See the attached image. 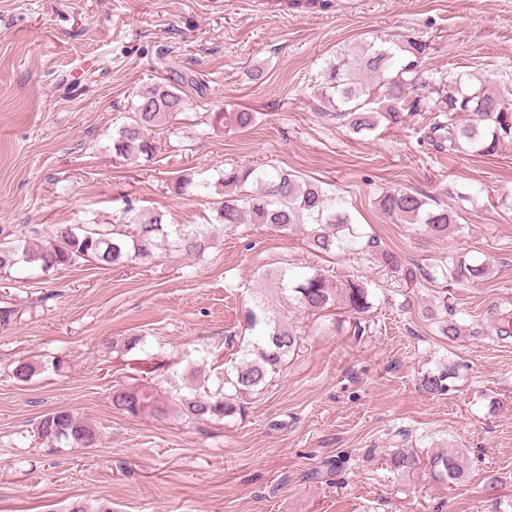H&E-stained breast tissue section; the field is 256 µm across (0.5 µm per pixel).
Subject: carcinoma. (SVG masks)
Instances as JSON below:
<instances>
[{
    "mask_svg": "<svg viewBox=\"0 0 512 512\" xmlns=\"http://www.w3.org/2000/svg\"><path fill=\"white\" fill-rule=\"evenodd\" d=\"M427 45L408 37L400 42L382 41L368 46L361 54L338 53L325 69L319 96L333 108L328 113L336 123L356 134L371 132L381 123L398 126L417 112H435L430 139L440 150L450 153L464 150L489 155L506 142H512V102L502 93L474 87L472 78L460 73L433 72L425 67ZM187 99L171 83H154L138 93L137 104L128 120L112 139L114 153L126 160L148 159L155 152L154 128L167 116L184 110ZM472 113L476 119L463 122L459 116ZM230 120L239 129L256 122L253 112H216L212 123ZM220 185L224 191L212 197L213 210L223 227L249 222L266 224L279 231L302 229L305 245L321 254L349 251L361 238L359 225L344 203L317 183L305 182L278 167L233 165L224 171ZM195 188L197 194L210 195L211 184L186 176L177 191ZM381 210L397 223L422 224L437 236L448 235L457 225L456 215L447 209H433L418 194L392 191L380 196ZM214 230L209 224L194 227L169 224L164 214L142 210L133 203L110 218H95L78 224H56L40 242L0 240V271L23 264L46 274L79 261H92L106 269L139 259H148L157 249H174L188 255L203 254ZM442 276L458 281L484 278L488 266L462 258L442 265ZM277 293L300 308L324 313L341 301L351 313L353 334L366 332L364 314L373 308V293L368 283L348 280L335 288L322 273L293 275L282 270L274 276ZM438 320L440 333L450 340L462 334L461 327L446 316L448 303L440 301L428 309ZM256 341L241 349L238 361L224 368V378L216 390L199 386L191 394L178 397L183 415L194 421H217L246 413L249 400L261 393L273 376L285 365L298 342L296 330L282 310L269 306L263 295L255 297L246 311ZM451 371L446 367L421 375L423 390L444 395L451 390ZM112 406L137 417L149 412L161 417L166 406L158 394L146 385L121 387L112 391ZM37 436L46 443L65 442L74 447H91L97 435L84 419L67 410L44 415L37 425ZM343 458L323 461L309 475L322 480L336 475ZM389 464L400 474H408L423 465L440 482L459 484L467 476L465 458L452 449L438 450L421 458L412 448H395Z\"/></svg>",
    "mask_w": 512,
    "mask_h": 512,
    "instance_id": "carcinoma-1",
    "label": "carcinoma"
}]
</instances>
